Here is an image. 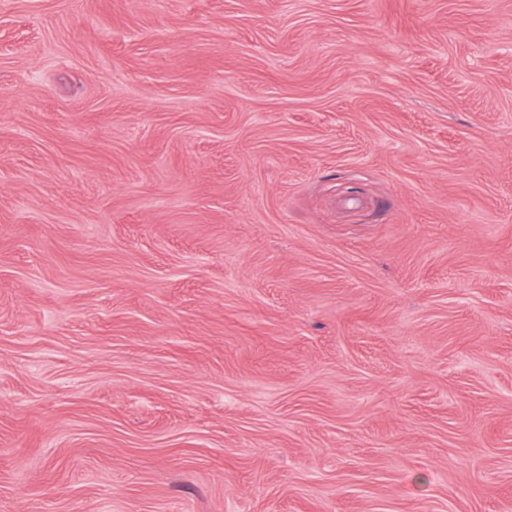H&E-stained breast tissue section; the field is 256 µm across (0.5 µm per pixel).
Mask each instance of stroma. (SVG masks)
I'll return each mask as SVG.
<instances>
[{"label": "stroma", "instance_id": "stroma-1", "mask_svg": "<svg viewBox=\"0 0 512 512\" xmlns=\"http://www.w3.org/2000/svg\"><path fill=\"white\" fill-rule=\"evenodd\" d=\"M0 512H512V0H0Z\"/></svg>", "mask_w": 512, "mask_h": 512}]
</instances>
